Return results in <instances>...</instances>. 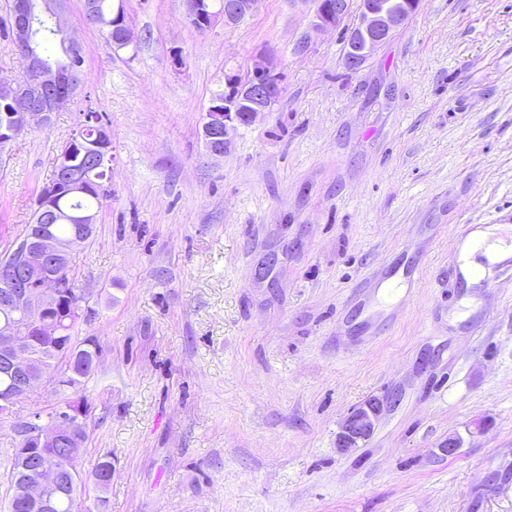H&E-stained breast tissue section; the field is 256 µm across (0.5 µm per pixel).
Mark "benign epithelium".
Segmentation results:
<instances>
[{"mask_svg":"<svg viewBox=\"0 0 512 512\" xmlns=\"http://www.w3.org/2000/svg\"><path fill=\"white\" fill-rule=\"evenodd\" d=\"M186 18L196 22L201 30H208L218 23L235 24L252 11L253 0H221L211 19H206L202 0H185ZM418 0H361L358 22L353 28L363 38V48L346 58L347 67L359 69L377 48L388 41L396 27L412 14ZM66 0H44L35 6L32 0H14L11 11L12 50L25 65L28 79L25 83L0 85V98L16 109V125L8 134L0 132V151H5L26 128L50 125L52 115L73 100L82 86L83 49L79 41L69 35L64 42L65 66L49 67L44 58L33 48L31 31L36 15L41 14L52 22L55 29H66ZM349 0H334L329 7L314 10L313 26L324 30L336 26L337 19L348 13ZM101 25L122 34L123 47L135 43L131 26L122 18V10L112 14V19ZM240 100L244 109H230L228 100L214 98L203 117L202 129L206 134V149L210 155L221 157L228 143V136L238 125H248L256 117L271 111L282 96L281 79L273 61L259 58L252 77L239 83ZM96 146L99 167L102 168L99 193L108 195L112 189V139L107 127L99 128ZM59 183H48L42 190L37 207L47 211L55 207ZM77 244V240L61 241L43 226L36 236H27L13 245L3 264L10 277L0 293V307L23 309L30 305L35 314L23 324H0V367L16 375L19 385L8 395L0 396V413L14 416L18 401L25 399L38 384H60V374L41 373L30 375V361L22 348V341L34 342L43 336L59 333L60 321L41 314L42 299L65 294L73 287L72 280L62 276L60 267ZM384 403L370 398L352 409L341 420L336 435V447L348 454L360 447L374 433ZM88 421L87 409L74 399L48 414L32 409L21 419V440L30 448H44L53 443L63 432L82 428ZM55 474L40 468L27 470V489L36 506H46V489L53 485Z\"/></svg>","mask_w":512,"mask_h":512,"instance_id":"obj_1","label":"benign epithelium"}]
</instances>
